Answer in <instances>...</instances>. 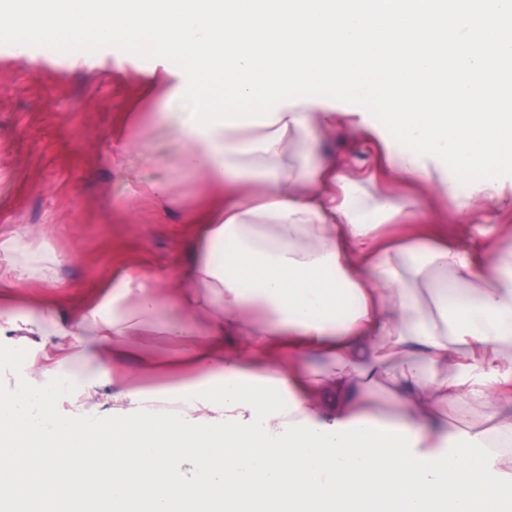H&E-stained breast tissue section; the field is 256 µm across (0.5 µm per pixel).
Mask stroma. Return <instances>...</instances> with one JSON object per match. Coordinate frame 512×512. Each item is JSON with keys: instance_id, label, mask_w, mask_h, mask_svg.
<instances>
[{"instance_id": "1", "label": "stroma", "mask_w": 512, "mask_h": 512, "mask_svg": "<svg viewBox=\"0 0 512 512\" xmlns=\"http://www.w3.org/2000/svg\"><path fill=\"white\" fill-rule=\"evenodd\" d=\"M178 71L168 60L115 48L78 58L0 49V241L35 226L30 246L62 259L54 283L20 282L17 294L72 304L135 265L160 287L161 318L180 320L171 289L187 257L186 214L214 189L204 172L182 171L183 144L156 120ZM311 102L313 114L328 109L336 119L317 125L306 148H289L293 174L333 160L362 197L395 198L402 214L384 227L387 239L434 224L449 240L479 248L488 263L512 244V176L501 178L492 198L467 185L468 206L460 208L442 161L428 159L427 178L403 180L390 162L392 137L364 108L317 96ZM160 181L162 197L153 191Z\"/></svg>"}]
</instances>
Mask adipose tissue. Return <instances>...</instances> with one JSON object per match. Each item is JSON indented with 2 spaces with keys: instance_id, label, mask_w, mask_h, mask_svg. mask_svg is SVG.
<instances>
[{
  "instance_id": "adipose-tissue-1",
  "label": "adipose tissue",
  "mask_w": 512,
  "mask_h": 512,
  "mask_svg": "<svg viewBox=\"0 0 512 512\" xmlns=\"http://www.w3.org/2000/svg\"><path fill=\"white\" fill-rule=\"evenodd\" d=\"M184 109L162 113L186 147L182 165L207 171L221 196L191 210V256L177 275L190 321L156 326L159 296L138 267L102 302L67 309L38 298L26 314L0 310V512H506L512 504V250L492 269L427 230L401 244L379 239L399 213L365 202L335 165L292 178L283 157L306 136L304 103L268 124L235 121L201 131ZM273 183L242 193L246 170ZM17 279L51 283L59 258L0 245ZM432 270V311L409 277ZM136 307L108 314L126 298ZM163 331L175 357L145 368L189 369L184 384L149 389L128 378L101 396L98 365L64 361L19 372L13 357L34 335L76 341L79 360ZM322 354L326 370L304 359ZM449 378H442L441 370ZM381 384L403 416L379 418L361 391ZM72 394L51 429L17 420L15 405L41 387ZM182 409L168 416V405ZM449 411L475 404L493 430L451 432Z\"/></svg>"
}]
</instances>
